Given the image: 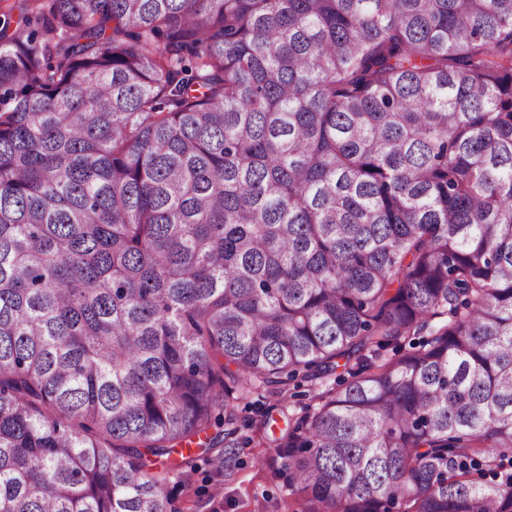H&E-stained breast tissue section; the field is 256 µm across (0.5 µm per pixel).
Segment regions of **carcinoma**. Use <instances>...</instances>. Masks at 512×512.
Wrapping results in <instances>:
<instances>
[{
    "label": "carcinoma",
    "instance_id": "obj_1",
    "mask_svg": "<svg viewBox=\"0 0 512 512\" xmlns=\"http://www.w3.org/2000/svg\"><path fill=\"white\" fill-rule=\"evenodd\" d=\"M339 368L298 512H512V0L0 10V512H175Z\"/></svg>",
    "mask_w": 512,
    "mask_h": 512
}]
</instances>
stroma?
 <instances>
[{
    "instance_id": "stroma-1",
    "label": "stroma",
    "mask_w": 512,
    "mask_h": 512,
    "mask_svg": "<svg viewBox=\"0 0 512 512\" xmlns=\"http://www.w3.org/2000/svg\"><path fill=\"white\" fill-rule=\"evenodd\" d=\"M310 383L289 388L286 396L257 392L238 405V450L230 469L218 468L211 455L195 449L188 474L170 472L168 487L176 512H293L282 459L268 438L280 436L288 415L310 404Z\"/></svg>"
}]
</instances>
